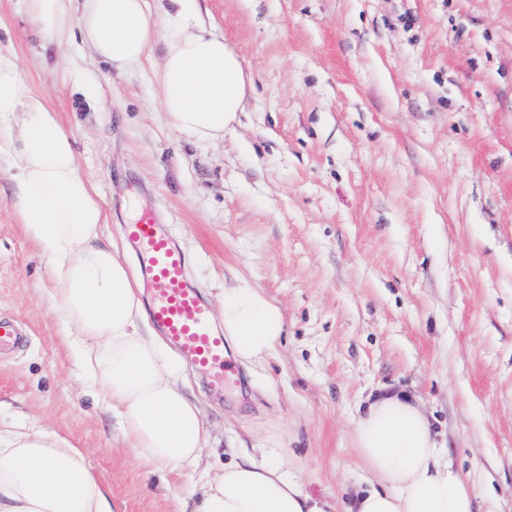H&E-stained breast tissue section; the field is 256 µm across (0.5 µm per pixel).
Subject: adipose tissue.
Returning <instances> with one entry per match:
<instances>
[{
    "label": "adipose tissue",
    "mask_w": 512,
    "mask_h": 512,
    "mask_svg": "<svg viewBox=\"0 0 512 512\" xmlns=\"http://www.w3.org/2000/svg\"><path fill=\"white\" fill-rule=\"evenodd\" d=\"M25 0L32 21L62 38L78 34L117 70L139 66L162 43L157 74L169 123L199 141L223 139L238 120L249 78L222 34L207 29L197 0ZM23 112L18 126L9 115ZM12 176L8 201L42 250L49 294L80 340L85 381L119 415L134 456L147 465L198 463L210 440L201 410L179 380V362L147 324L141 289L106 241L104 201L80 172L76 140L41 94L0 53V156ZM217 320L246 362L273 354L286 321L281 307L247 279L225 289ZM354 448L368 488L346 507L307 494L280 456L224 465L194 512H473L462 474L444 459L417 402L386 390L359 412ZM0 512H115L112 494L84 449L42 429L0 433Z\"/></svg>",
    "instance_id": "adipose-tissue-1"
}]
</instances>
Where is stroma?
Here are the masks:
<instances>
[{
	"label": "stroma",
	"instance_id": "obj_1",
	"mask_svg": "<svg viewBox=\"0 0 512 512\" xmlns=\"http://www.w3.org/2000/svg\"><path fill=\"white\" fill-rule=\"evenodd\" d=\"M251 85L239 122L198 142L160 107L153 46L112 72L0 0L18 58L76 137L136 282L124 232L156 212L211 310L247 277L286 332L232 381L182 361L211 440L201 466L136 460L117 416L80 379L40 249L0 168V317L26 340L0 355V430L39 427L87 449L116 512H192L234 456L280 455L315 497H352L353 447L377 389L416 396L475 512H512V0H200Z\"/></svg>",
	"mask_w": 512,
	"mask_h": 512
}]
</instances>
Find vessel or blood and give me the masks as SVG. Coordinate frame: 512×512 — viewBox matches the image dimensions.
Returning <instances> with one entry per match:
<instances>
[{
  "label": "vessel or blood",
  "mask_w": 512,
  "mask_h": 512,
  "mask_svg": "<svg viewBox=\"0 0 512 512\" xmlns=\"http://www.w3.org/2000/svg\"><path fill=\"white\" fill-rule=\"evenodd\" d=\"M125 232L147 260L154 321L194 365L215 373L219 382L231 380L234 372L224 359V338L214 328L207 304L188 284L182 252L160 232L153 212H142Z\"/></svg>",
  "instance_id": "b4317fda"
}]
</instances>
